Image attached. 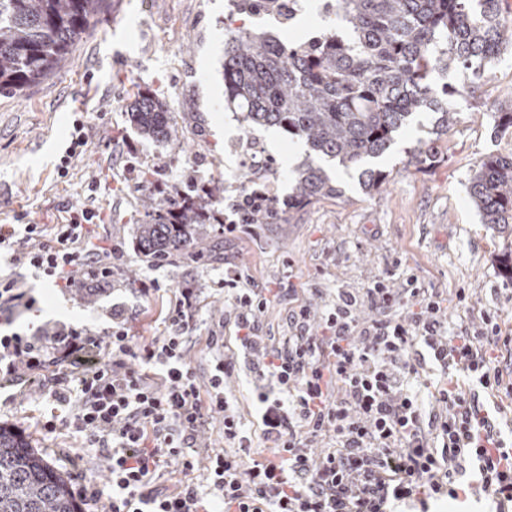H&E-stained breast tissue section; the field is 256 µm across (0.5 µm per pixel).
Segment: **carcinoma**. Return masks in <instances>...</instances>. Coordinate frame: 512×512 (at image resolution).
<instances>
[{"label":"carcinoma","mask_w":512,"mask_h":512,"mask_svg":"<svg viewBox=\"0 0 512 512\" xmlns=\"http://www.w3.org/2000/svg\"><path fill=\"white\" fill-rule=\"evenodd\" d=\"M105 0H0V93L15 95L58 71ZM501 0H336V29L307 44L286 46L254 29L224 45V95L241 107L246 127L274 126L306 146V158L283 202L263 205L254 224H275L285 212L339 198L343 190L316 163L329 157L353 169L382 156L421 112L436 119L433 138L407 151V164L434 166L437 142L459 121L455 104L480 99L485 73L512 44ZM299 0H237L243 13L297 14ZM347 32L338 35L337 29ZM460 73L437 86L434 75ZM130 120L148 139L170 142L168 103L139 95ZM366 192L389 174L362 172ZM469 195L493 227L512 223V153L492 154L470 178ZM137 225L139 251L153 261L182 253L206 258L205 205L190 195L147 197ZM0 512H80L65 477L0 426Z\"/></svg>","instance_id":"carcinoma-1"}]
</instances>
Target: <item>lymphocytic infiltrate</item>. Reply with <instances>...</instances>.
<instances>
[{
  "label": "lymphocytic infiltrate",
  "instance_id": "1",
  "mask_svg": "<svg viewBox=\"0 0 512 512\" xmlns=\"http://www.w3.org/2000/svg\"><path fill=\"white\" fill-rule=\"evenodd\" d=\"M99 219L84 207L49 232L1 224L0 250L57 287L104 289L112 264L90 246L87 230ZM196 304L194 291L181 289L167 314L168 335L142 344L119 310L99 334L74 326L0 334V381L45 382V394L73 406V428L102 453L112 484L105 512H394L402 502L424 508L433 498H458L469 478L497 512H512V443L481 399L486 390H512L500 366L512 336L498 314L449 330L439 296L411 277L399 287L379 276L363 293L340 291L317 317L296 305L287 347L257 369L288 392L284 401L257 395L273 447L265 456L245 450L242 423L224 394L232 360L216 356L205 385L186 360L184 333ZM236 304V338L248 345L268 298L245 288ZM365 305L374 315L362 322L356 312ZM428 362L448 377L432 410L412 384ZM461 372L471 387L460 385ZM209 411L224 418L225 445L200 461L188 450ZM320 438L321 453L309 456ZM236 444L243 454L228 453ZM172 463L200 471L201 481L159 488Z\"/></svg>",
  "mask_w": 512,
  "mask_h": 512
}]
</instances>
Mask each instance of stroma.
<instances>
[{
	"mask_svg": "<svg viewBox=\"0 0 512 512\" xmlns=\"http://www.w3.org/2000/svg\"><path fill=\"white\" fill-rule=\"evenodd\" d=\"M327 0H299L294 20L253 18L252 26L287 44L308 42L335 27ZM229 0H107L101 14L73 46L65 68L17 96L0 95V224L25 215L33 224L65 223L73 207L100 210L91 225L93 242L112 243L121 253L111 288L86 300L53 287L43 273L14 265L0 255V274L32 289L35 307L22 324H63L100 332L112 313L124 310L129 332L147 342L163 335L164 317L181 289H194L197 310L186 331L187 358L201 381H208L213 352L211 333L223 336L236 373L224 388L242 418L252 448L269 452L262 435L252 354L235 339L228 320L235 314L232 292L224 285L243 271L251 287L270 300L260 316L258 335L266 346H283L289 336L291 306L308 302L324 310L339 291H360L379 276L401 283L407 276L440 296L449 327L477 324L497 312L503 332L512 331V276L500 267L512 253V230L483 224L469 199V179L491 154L512 152V132L491 133L494 113L512 110V46L488 71L481 105L458 103L460 121L439 142L441 161L431 168L407 162V151L427 139L434 118L424 113L397 137L385 156L369 160L387 171L390 182L365 193L355 170L336 173L342 197L322 200L280 224L233 225L227 199L246 189L268 188L285 200L292 170L304 146L275 127L242 125L224 101V44ZM166 98L173 114V143L142 137L130 121L137 91ZM87 126L85 154L73 159L66 178L56 166L74 119ZM262 145L278 164L277 177L239 167L229 153L233 138ZM154 171L152 184L141 173ZM222 181L225 199L207 204L210 257L194 263L181 258L155 266L136 247L144 217V196L161 199L189 183ZM150 294H143V286ZM465 291L467 303L456 294ZM69 408L43 396L37 385L19 378L0 385V425L20 433L29 446L56 467L71 491L84 486V473L96 475L98 498L80 500L81 512H101L112 496L106 463L97 449L67 424ZM52 420L53 433L42 425Z\"/></svg>",
	"mask_w": 512,
	"mask_h": 512,
	"instance_id": "obj_1",
	"label": "stroma"
}]
</instances>
